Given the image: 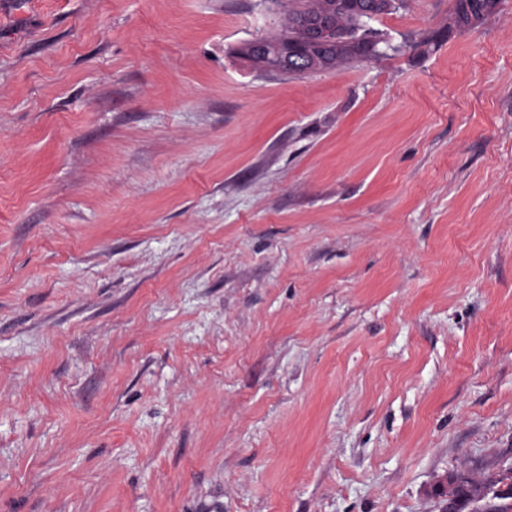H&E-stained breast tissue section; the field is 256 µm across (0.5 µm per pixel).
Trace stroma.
Here are the masks:
<instances>
[{"instance_id":"stroma-1","label":"stroma","mask_w":512,"mask_h":512,"mask_svg":"<svg viewBox=\"0 0 512 512\" xmlns=\"http://www.w3.org/2000/svg\"><path fill=\"white\" fill-rule=\"evenodd\" d=\"M263 72L265 0H0V512H442L512 467V0ZM312 52L321 60L324 68L314 69V71L333 70L341 66L355 56L350 54L342 45L332 42H309Z\"/></svg>"}]
</instances>
